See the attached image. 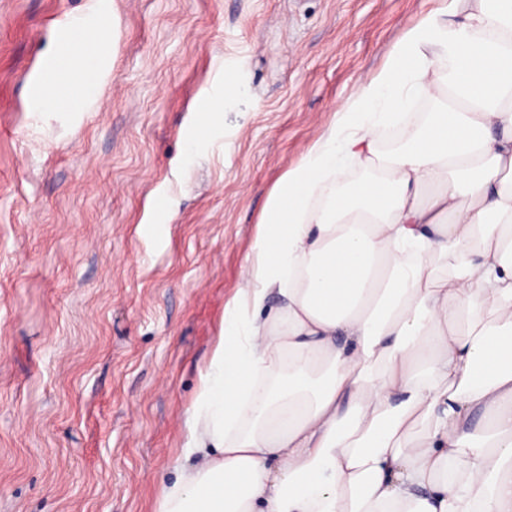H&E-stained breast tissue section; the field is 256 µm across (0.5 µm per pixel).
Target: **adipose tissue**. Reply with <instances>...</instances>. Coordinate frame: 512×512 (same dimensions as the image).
<instances>
[{
  "label": "adipose tissue",
  "mask_w": 512,
  "mask_h": 512,
  "mask_svg": "<svg viewBox=\"0 0 512 512\" xmlns=\"http://www.w3.org/2000/svg\"><path fill=\"white\" fill-rule=\"evenodd\" d=\"M109 18L58 29L72 64L45 57L29 112L93 104ZM338 114L269 197L157 512H512V0H443Z\"/></svg>",
  "instance_id": "1"
}]
</instances>
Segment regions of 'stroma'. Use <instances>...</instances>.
<instances>
[{
  "label": "stroma",
  "instance_id": "obj_1",
  "mask_svg": "<svg viewBox=\"0 0 512 512\" xmlns=\"http://www.w3.org/2000/svg\"><path fill=\"white\" fill-rule=\"evenodd\" d=\"M89 2L0 0V512H156L272 190L439 5L112 0L97 102L32 115ZM228 69L242 91L188 154Z\"/></svg>",
  "mask_w": 512,
  "mask_h": 512
}]
</instances>
